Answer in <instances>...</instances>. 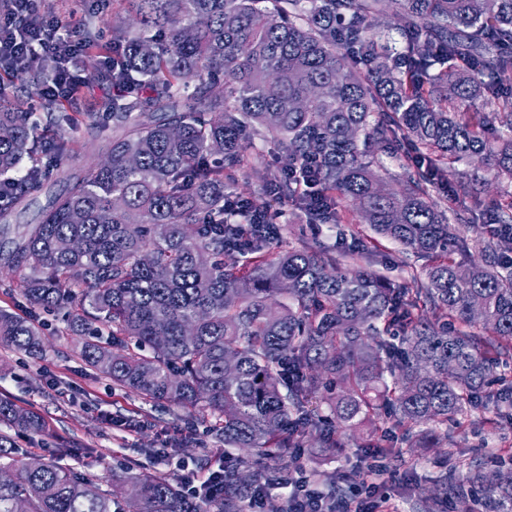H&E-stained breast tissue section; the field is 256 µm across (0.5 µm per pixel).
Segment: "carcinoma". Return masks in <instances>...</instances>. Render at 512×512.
Returning <instances> with one entry per match:
<instances>
[{"mask_svg":"<svg viewBox=\"0 0 512 512\" xmlns=\"http://www.w3.org/2000/svg\"><path fill=\"white\" fill-rule=\"evenodd\" d=\"M395 1L401 52L377 22ZM126 2L138 28L113 31L112 82L124 90L112 124L96 112L79 120L58 99L38 119L0 104V223L69 168L36 222L0 244L26 307L0 310V345L42 355L43 315L61 313L81 357L114 385L224 418L211 429L240 454L224 461L215 512H246L262 477L253 455L288 464L285 449L317 427L322 390L345 428L386 407L417 429L415 447H438L436 427L472 406L512 354V271L495 265L501 241L483 243L485 265L466 260L468 239L410 163L442 174L450 160L478 158L512 180V0ZM56 70L37 62L44 85ZM82 124L105 161L86 165L67 149L63 131ZM390 134L407 146L398 191L381 187L370 158ZM257 139L285 153L269 191L310 223L357 220L432 265L392 284L363 266L341 270L358 249L271 248L262 211L243 225L241 197L226 192ZM25 159L24 178L9 176ZM308 159L318 161L315 203L287 174ZM338 197L357 204L352 216ZM0 423L45 429L1 399ZM1 470L15 478L0 484V512L18 498L26 512H114L98 479L53 458ZM125 481L137 489L127 512H197L159 474L128 470ZM484 506L512 512V470L486 485Z\"/></svg>","mask_w":512,"mask_h":512,"instance_id":"obj_1","label":"carcinoma"}]
</instances>
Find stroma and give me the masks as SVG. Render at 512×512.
<instances>
[{"mask_svg": "<svg viewBox=\"0 0 512 512\" xmlns=\"http://www.w3.org/2000/svg\"><path fill=\"white\" fill-rule=\"evenodd\" d=\"M42 6L73 29L93 30L98 45L90 54L94 60L100 49L109 47L113 26L129 22L121 0H108L94 15L86 12L82 0H43ZM256 152L263 160L238 174L232 187L235 194L265 193L274 171L275 148L260 144ZM475 177L481 181L482 200L512 196V182L495 180L476 159L449 165L445 176L428 189L441 201L454 198L465 205L466 189ZM269 204L274 224L287 228L290 246L307 242L330 248L343 238L363 240L369 246L366 265L393 281L427 265L425 258L377 235L369 225L310 224L291 202L273 198ZM63 328V322H54L46 333V351L37 359L0 346V398L36 410L48 424L40 435L11 431L12 455L28 461L48 457L56 448L66 449L60 464L100 478L118 505L124 498L118 478L124 471H155L176 481L185 468L201 475L223 468L224 445L197 414L145 403L114 386L86 364ZM498 375L488 400L439 427L443 441L437 448L411 447L383 415L363 430L333 428L340 444L334 451L322 446L317 431H310L301 448L309 487L326 495L360 491L370 463L363 442L383 435L393 442L381 463L386 469L384 490L396 512H452L455 493L468 490L467 478L474 470L492 475L512 468V362Z\"/></svg>", "mask_w": 512, "mask_h": 512, "instance_id": "1", "label": "stroma"}]
</instances>
